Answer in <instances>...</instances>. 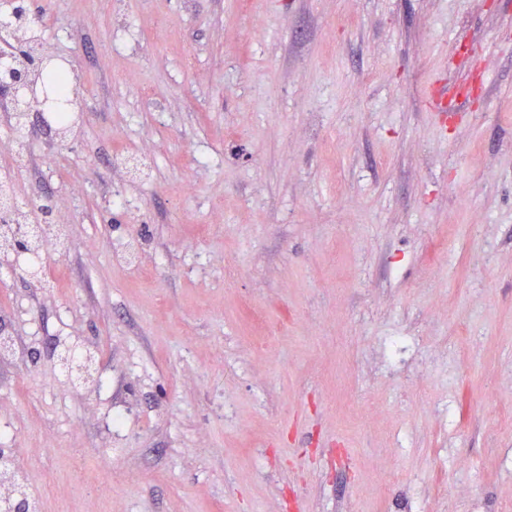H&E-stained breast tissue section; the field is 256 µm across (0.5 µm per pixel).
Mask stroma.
<instances>
[{
    "label": "stroma",
    "mask_w": 512,
    "mask_h": 512,
    "mask_svg": "<svg viewBox=\"0 0 512 512\" xmlns=\"http://www.w3.org/2000/svg\"><path fill=\"white\" fill-rule=\"evenodd\" d=\"M30 2L88 60L73 138L0 114L37 512H512V0ZM19 245V244H18ZM34 246L31 245V241L24 242L22 245L18 246V249L14 247V245H11V251L16 252L19 254L20 251H26L30 254H20L23 255L25 258V261L29 263L30 265H34L33 260V254H34V247L36 248V258L39 263V268H43L45 264V259L47 255H49L51 252H55L57 248V243L52 238H42L34 241Z\"/></svg>",
    "instance_id": "obj_1"
}]
</instances>
